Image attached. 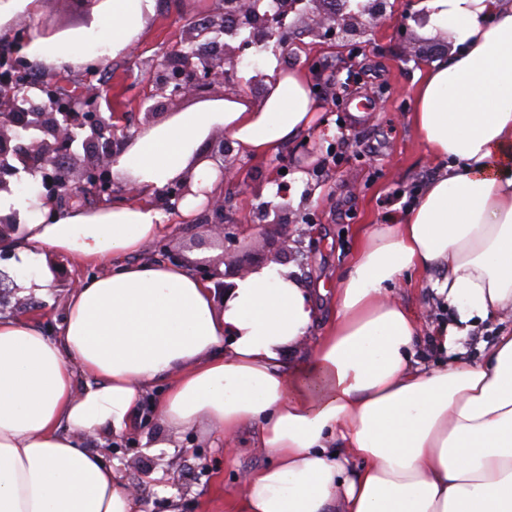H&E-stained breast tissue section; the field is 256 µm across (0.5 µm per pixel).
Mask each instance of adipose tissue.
I'll return each mask as SVG.
<instances>
[{
	"instance_id": "adipose-tissue-1",
	"label": "adipose tissue",
	"mask_w": 512,
	"mask_h": 512,
	"mask_svg": "<svg viewBox=\"0 0 512 512\" xmlns=\"http://www.w3.org/2000/svg\"><path fill=\"white\" fill-rule=\"evenodd\" d=\"M156 0H102L66 39L31 31L32 61L116 57ZM425 34L450 51L417 74L410 121L439 166L420 196L366 227L335 312L292 264L234 281L224 302L187 264L149 251L224 189L200 148L223 131L242 155L275 154L321 108L305 72L264 68L261 100L228 96L142 127L112 167L136 201L46 219L36 175L0 191L15 232L0 255L26 296H46L48 254L110 273L79 281L57 336L0 313V512H143L88 435L119 436L144 402L170 434L250 431L268 464L248 470L230 512H512V325L481 360L458 345L512 311V0H418ZM190 177L176 212L156 190ZM422 278L452 322L423 331L389 288ZM447 355L421 366L422 338Z\"/></svg>"
}]
</instances>
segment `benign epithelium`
Returning a JSON list of instances; mask_svg holds the SVG:
<instances>
[{
  "mask_svg": "<svg viewBox=\"0 0 512 512\" xmlns=\"http://www.w3.org/2000/svg\"><path fill=\"white\" fill-rule=\"evenodd\" d=\"M277 8L266 9V0H224V14L232 24L213 20L205 25L189 22L192 42L224 38V55L202 56L180 46L172 49L154 67L151 96L178 101L199 95L215 84L235 91L242 79L238 69L245 51L254 44H273V52L285 51L290 43L296 20L316 19L317 37L327 44L352 50L356 39L368 34L371 23L386 16L388 0H365L352 9L350 0H339L333 10L324 7L326 0H276ZM47 100L31 112L26 108L29 88L16 84L0 94V191L9 190L10 178L18 174V166L41 177L51 197L72 199L86 194L100 198L122 192L129 198L138 196V189L112 180V165L130 142V136L118 134L112 116L97 111L94 102L104 90L95 89L91 97L74 96L61 102L51 91L43 89ZM219 169L224 183L239 181L242 167L230 140L218 145ZM192 193L187 178L168 183L156 192L161 208L174 211ZM208 217L201 221L206 236L226 243L239 239L241 225L226 224L224 195L210 199ZM224 270L208 263H198L193 272L201 280L211 282L219 298L233 287L231 280L244 276L237 261L223 258Z\"/></svg>",
  "mask_w": 512,
  "mask_h": 512,
  "instance_id": "obj_1",
  "label": "benign epithelium"
}]
</instances>
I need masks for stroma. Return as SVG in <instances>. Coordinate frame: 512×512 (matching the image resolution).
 <instances>
[{
  "label": "stroma",
  "mask_w": 512,
  "mask_h": 512,
  "mask_svg": "<svg viewBox=\"0 0 512 512\" xmlns=\"http://www.w3.org/2000/svg\"><path fill=\"white\" fill-rule=\"evenodd\" d=\"M224 0H157V11L147 30L130 49L101 62L98 74L80 64L63 73L65 93L90 95L98 86L110 87L112 100H98L100 112H118L120 130L134 133L146 119L162 122L174 112L197 107L186 98L151 114L150 67L187 37L185 17L204 21L222 13ZM402 0H392L385 18L371 27L360 47L348 52L332 48L298 29L287 51L277 61L285 68L310 70L320 66L328 101L323 122L305 136L285 143L274 158L245 159L241 180L224 187L225 208L242 234L237 245L224 248L204 241L193 224L173 225L163 244L181 252L195 250L197 258L219 262L229 254L243 265H262L279 252L292 249L283 218L277 212L276 184L269 181L272 164L284 165L293 208L315 214V234L306 236L307 264L303 277L333 289L350 269L361 229L380 224L406 209L412 197L435 171L425 146L411 126L412 90L421 63L418 45L404 41L396 17L406 13ZM40 18L49 20L59 35L84 29L87 11L74 0H41ZM356 71L352 91L341 89L349 71ZM54 273L48 298L26 297L14 316L42 323L57 332L62 302L75 279L102 275L110 267L75 266L66 256L48 257ZM166 434L150 406H143L134 432L121 437L90 436L86 447L102 450L119 464L132 492L144 502L145 512H166L170 497L181 500L182 512H228L243 471L263 465L267 456L254 446L250 432H241L232 453L213 447L209 438L187 432L175 447H166ZM163 476L147 483L146 475Z\"/></svg>",
  "instance_id": "stroma-1"
}]
</instances>
